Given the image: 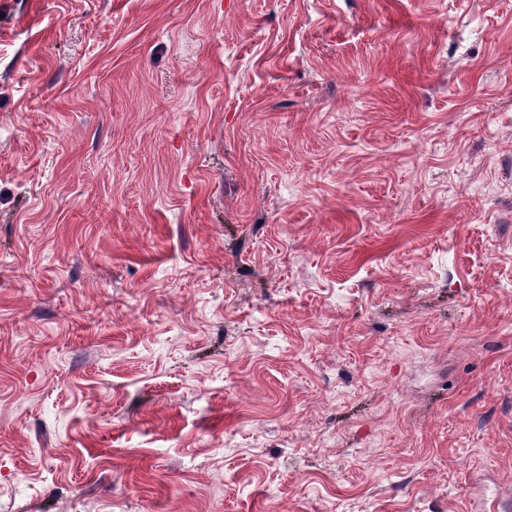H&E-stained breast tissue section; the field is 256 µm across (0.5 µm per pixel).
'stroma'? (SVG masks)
<instances>
[{
	"instance_id": "1",
	"label": "stroma",
	"mask_w": 512,
	"mask_h": 512,
	"mask_svg": "<svg viewBox=\"0 0 512 512\" xmlns=\"http://www.w3.org/2000/svg\"><path fill=\"white\" fill-rule=\"evenodd\" d=\"M509 488L512 0H0V512Z\"/></svg>"
}]
</instances>
